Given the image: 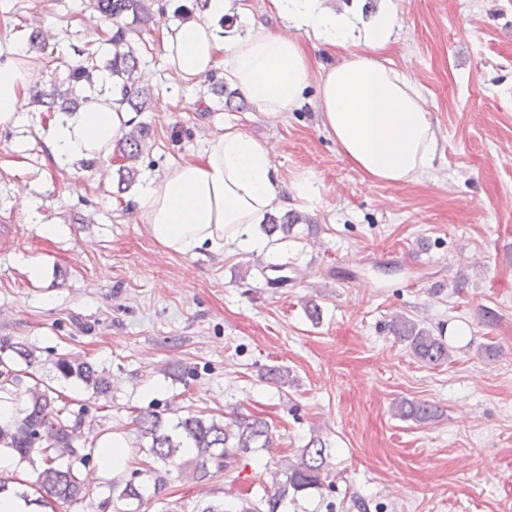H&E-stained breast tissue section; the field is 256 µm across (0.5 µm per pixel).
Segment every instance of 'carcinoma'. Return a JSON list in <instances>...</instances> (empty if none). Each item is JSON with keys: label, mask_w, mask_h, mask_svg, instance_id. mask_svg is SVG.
<instances>
[{"label": "carcinoma", "mask_w": 512, "mask_h": 512, "mask_svg": "<svg viewBox=\"0 0 512 512\" xmlns=\"http://www.w3.org/2000/svg\"><path fill=\"white\" fill-rule=\"evenodd\" d=\"M91 5L99 18L112 24L111 36L106 40L110 49L104 65L98 64L100 48L89 42L77 49L79 60L68 66L65 78L53 77L36 84L31 90V100L48 116L75 109L83 102V98L76 94V86L80 83L91 85L98 73L106 71L112 78L115 103L139 117L146 109L149 90L143 86L142 59L131 42L130 32L132 27L149 20L153 0H91ZM151 135L150 125L137 121L118 144V151L126 161L120 180L128 185L138 175V164ZM308 223L310 220L305 216L286 212L280 217H271L265 231L270 236L278 232L286 236L294 225ZM391 327L421 361L438 364L450 359L448 344L421 323L397 316ZM20 362L32 368L38 364V358L23 343L0 342V390L20 402L17 417L5 425L0 424V448L11 450L21 462L38 464L34 502L39 507L56 512L58 506L93 498L92 491L83 486L77 475V465H84L93 458L92 450L77 444L79 420L67 405L58 404L59 398L52 396L50 390L37 383L23 386L25 371L16 369ZM56 367L64 378L79 379L99 396L107 397L111 393L105 372L88 361L60 359ZM393 412L403 420L417 423L436 418V411L431 406L405 400L397 403ZM134 425L138 436L147 441L148 457L164 465L189 466L198 482L204 481L214 470H229L259 448L273 447L269 426L259 418L224 424L189 412L169 426L161 413L149 411L137 415ZM328 466L327 449L320 440H311L303 449L300 461L285 467V480L278 481L272 493L257 501L209 503L199 512H279L289 494L320 488L330 476ZM167 474L168 471L152 465L135 469L129 479L123 475L112 478L109 493L118 500L139 504L143 498V484L135 482L134 477L146 476L158 494L166 486Z\"/></svg>", "instance_id": "cac0c4a2"}]
</instances>
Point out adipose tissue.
Returning a JSON list of instances; mask_svg holds the SVG:
<instances>
[{
	"instance_id": "1",
	"label": "adipose tissue",
	"mask_w": 512,
	"mask_h": 512,
	"mask_svg": "<svg viewBox=\"0 0 512 512\" xmlns=\"http://www.w3.org/2000/svg\"><path fill=\"white\" fill-rule=\"evenodd\" d=\"M234 3L210 0L205 16L159 25L162 55L180 86L193 88L220 66L225 81L258 111L277 117L299 105L309 83H316L322 126L355 170L388 184L421 180L440 137L419 85L379 58L402 27L395 11L379 6L358 24L326 0H269L295 34L254 22L227 38L217 21ZM300 30L336 50L337 62L313 74L296 36ZM39 71L23 44L0 56L1 129L20 122ZM134 121V113L113 106L111 93L92 92L79 109L55 114L47 149L60 167L105 160ZM275 151L274 144L225 125L197 160L171 164L160 179L142 183L128 203L166 253L268 252L263 226L271 214L324 206L323 185L306 170L283 177L273 163Z\"/></svg>"
}]
</instances>
